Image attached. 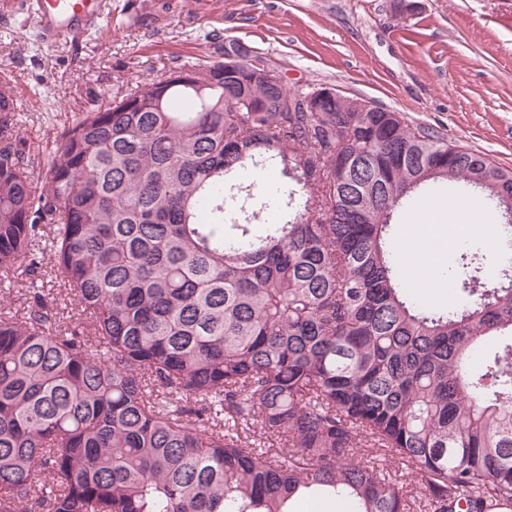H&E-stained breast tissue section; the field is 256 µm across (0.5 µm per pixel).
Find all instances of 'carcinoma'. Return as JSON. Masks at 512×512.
I'll return each instance as SVG.
<instances>
[{"label": "carcinoma", "instance_id": "cac0c4a2", "mask_svg": "<svg viewBox=\"0 0 512 512\" xmlns=\"http://www.w3.org/2000/svg\"><path fill=\"white\" fill-rule=\"evenodd\" d=\"M8 99L0 288L28 306L0 313V512H413L369 450L430 512H512L511 169L221 59L77 113L37 196ZM440 186L501 218L448 304L410 294L390 244ZM13 290L0 293V312H10V315L23 316L27 309V300L23 284L19 283L12 287Z\"/></svg>", "mask_w": 512, "mask_h": 512}]
</instances>
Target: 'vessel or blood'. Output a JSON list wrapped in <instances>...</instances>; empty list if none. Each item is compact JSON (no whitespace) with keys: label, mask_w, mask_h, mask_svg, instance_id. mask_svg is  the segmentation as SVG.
<instances>
[{"label":"vessel or blood","mask_w":512,"mask_h":512,"mask_svg":"<svg viewBox=\"0 0 512 512\" xmlns=\"http://www.w3.org/2000/svg\"><path fill=\"white\" fill-rule=\"evenodd\" d=\"M23 6L47 43L77 36L101 19L104 0H24Z\"/></svg>","instance_id":"1"}]
</instances>
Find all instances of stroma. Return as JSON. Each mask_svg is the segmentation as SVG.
<instances>
[{
    "label": "stroma",
    "instance_id": "1",
    "mask_svg": "<svg viewBox=\"0 0 512 512\" xmlns=\"http://www.w3.org/2000/svg\"><path fill=\"white\" fill-rule=\"evenodd\" d=\"M109 18L68 43L44 45L20 9L0 10V89L19 132L50 149L73 113L126 83L219 59L237 39L291 89L332 87L426 124L512 168V0H107ZM448 208L410 205L392 236L401 274L422 251L413 224Z\"/></svg>",
    "mask_w": 512,
    "mask_h": 512
}]
</instances>
